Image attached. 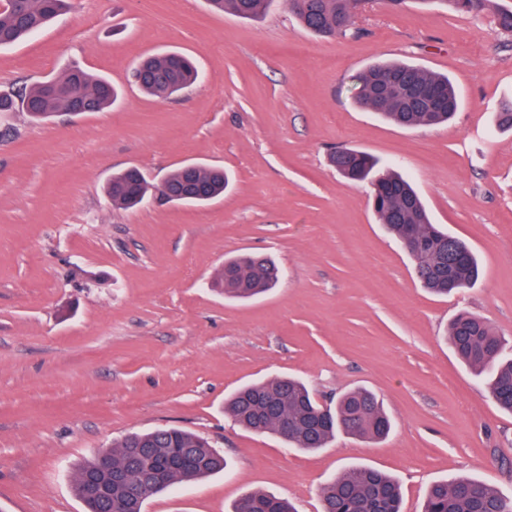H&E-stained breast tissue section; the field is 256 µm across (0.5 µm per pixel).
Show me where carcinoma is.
Instances as JSON below:
<instances>
[{"instance_id": "carcinoma-1", "label": "carcinoma", "mask_w": 512, "mask_h": 512, "mask_svg": "<svg viewBox=\"0 0 512 512\" xmlns=\"http://www.w3.org/2000/svg\"><path fill=\"white\" fill-rule=\"evenodd\" d=\"M212 8L241 18L261 15L274 0H208ZM361 0H293L291 10L307 31L319 37H346ZM394 9L411 2L480 14L487 0H387ZM69 0H9L0 9V48L16 45L47 26L67 9ZM493 24L512 36V9H498ZM138 88L154 97L168 98L190 87L198 78L186 56L148 57L135 68ZM118 88L108 78L79 66L31 86L19 95L22 111L35 121L68 113L79 102L93 100L102 112L117 100ZM354 99L385 120L405 128L433 127L448 122L459 97L445 75L432 74L401 61L374 64L356 77ZM330 164L351 182H368L374 211L410 256L424 288L438 295L473 286L481 275L479 260L462 238L433 224L422 199L410 184L390 169H377L366 152L341 148ZM227 175L221 168L185 163L172 170L161 186L152 189L143 172L128 168L112 175L107 194L112 205L129 210L149 198L170 192L168 202L203 206L224 195ZM277 267L268 259L240 255L224 262L211 287L231 299L245 300L275 287ZM448 338L458 359L485 385L494 404L512 413V357L488 324L471 314L457 316ZM225 411L244 429L274 433L293 448L318 451L339 434L378 443L387 438L393 420L378 396L365 388L342 393L336 404H319L307 385L294 377H276L245 385L225 402ZM112 480L109 498L79 494L85 512H143L149 497L176 483L196 480L224 469V456L208 441L179 428L132 433L112 443ZM322 512H401L398 482L386 473L356 466L336 474L320 490ZM233 512H296L287 500L263 491L247 492ZM423 512H512L506 499L489 483L465 477L434 482Z\"/></svg>"}]
</instances>
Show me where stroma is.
<instances>
[{
    "label": "stroma",
    "mask_w": 512,
    "mask_h": 512,
    "mask_svg": "<svg viewBox=\"0 0 512 512\" xmlns=\"http://www.w3.org/2000/svg\"><path fill=\"white\" fill-rule=\"evenodd\" d=\"M353 38L304 30L286 0L249 21L207 0H73L28 41L0 50V93L79 63L121 91L107 111L32 122L0 112V512H83L79 465L130 432L178 427L227 468L174 485L145 512H232L260 490L320 512L319 488L371 465L396 478L402 512L457 476L512 497V413L499 409L445 336L459 312L512 343V36L475 16L367 0ZM190 56L198 81L172 99L132 82L142 59ZM380 59L450 77L447 125L404 129L357 105L354 77ZM357 147L409 178L433 223L481 259L475 287L422 288L365 184L328 161ZM224 168L205 207L113 209L105 187L135 166L161 183L179 164ZM279 267L240 302L210 283L227 257ZM293 375L321 402L366 387L395 427L372 447L338 436L300 452L224 412L237 387Z\"/></svg>",
    "instance_id": "35a3bbf8"
}]
</instances>
